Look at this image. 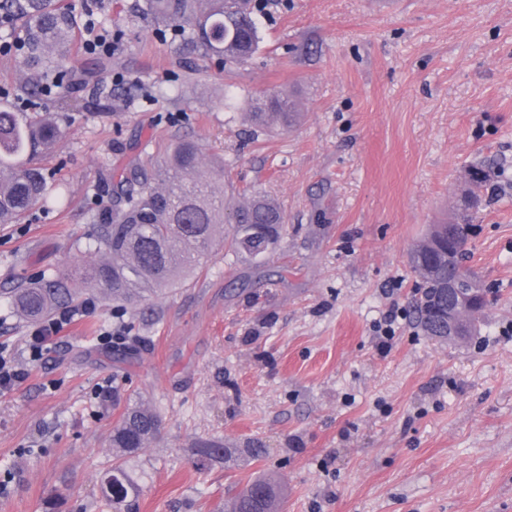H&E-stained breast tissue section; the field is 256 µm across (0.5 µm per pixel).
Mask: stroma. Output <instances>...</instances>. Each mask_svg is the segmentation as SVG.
<instances>
[{"label": "stroma", "mask_w": 512, "mask_h": 512, "mask_svg": "<svg viewBox=\"0 0 512 512\" xmlns=\"http://www.w3.org/2000/svg\"><path fill=\"white\" fill-rule=\"evenodd\" d=\"M142 3L100 0L72 44L78 70L85 40L116 43L112 99L76 86L56 102L61 137L38 161L63 196L0 224V346L21 353L34 329L12 288L101 259L94 217L116 160L195 141L239 200L281 206L284 231L251 261L218 226L199 274L122 314L81 283L95 309L0 395V512H112L108 439L139 402L161 423L124 460L131 512H222L263 472L279 512H512V0H266L256 52L228 64ZM282 90L298 123L255 130L252 104ZM478 163L491 179L470 265L489 303L472 342L437 341L408 313L409 253ZM392 312L385 349L376 325ZM112 328L144 337L138 354L104 341ZM209 439L235 462L198 467Z\"/></svg>", "instance_id": "stroma-1"}]
</instances>
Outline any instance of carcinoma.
Returning <instances> with one entry per match:
<instances>
[{
  "instance_id": "cac0c4a2",
  "label": "carcinoma",
  "mask_w": 512,
  "mask_h": 512,
  "mask_svg": "<svg viewBox=\"0 0 512 512\" xmlns=\"http://www.w3.org/2000/svg\"><path fill=\"white\" fill-rule=\"evenodd\" d=\"M253 0H145L149 15L174 27L193 47L208 56L236 63L252 56L259 34L253 19ZM98 0H83L79 11L66 0H0V26L26 54L27 74L17 92L36 107L35 115L0 108V224L19 221L29 210L48 204L57 194L52 176L34 163L38 148L47 149L60 138L58 125L47 116L52 106L44 98L66 97L78 80L96 86L95 93L112 98L104 75L112 70V54L90 56L75 74L65 67V48L78 30V18L94 20ZM260 130L286 129L299 119L296 100L279 93L257 101L249 113ZM199 145L176 140L160 159L147 165L130 163L112 171V207L98 216L97 243L107 256L75 265L70 274L43 276L38 284L22 283L12 291L14 307L29 322H38L76 298L65 287L71 279L89 280L112 306L125 308L166 288H174L201 267L212 246L215 229L232 225L233 251L251 259L263 257L279 242L284 224L278 204L264 196L245 203L224 191V163L202 165ZM479 200L469 198L449 224H436L410 254L414 274L412 314L422 332L441 339L448 322L436 309L448 304L442 279L477 280L468 267L469 229ZM453 253V263L443 253ZM159 420L144 406L128 407L112 428L110 447L116 462L104 474L103 497L114 512L138 493L119 460L145 447L157 434ZM202 461H231L232 453L216 440L200 445ZM281 490L271 476L249 480L224 504V512H277Z\"/></svg>"
}]
</instances>
